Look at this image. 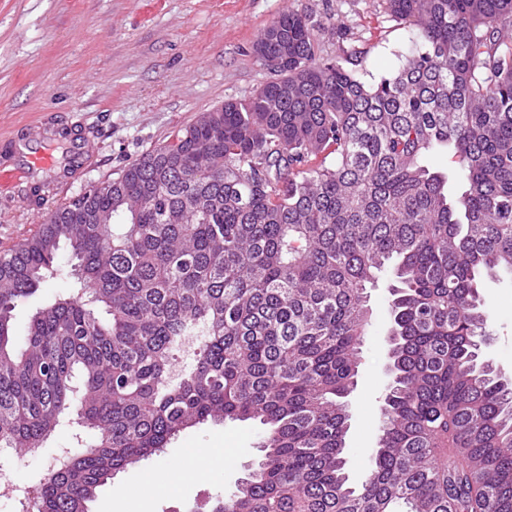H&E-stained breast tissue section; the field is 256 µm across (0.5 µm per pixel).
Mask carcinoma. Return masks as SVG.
<instances>
[{"label": "carcinoma", "mask_w": 512, "mask_h": 512, "mask_svg": "<svg viewBox=\"0 0 512 512\" xmlns=\"http://www.w3.org/2000/svg\"><path fill=\"white\" fill-rule=\"evenodd\" d=\"M378 6L417 32L379 82L319 57L311 16L284 12L255 43L288 57L276 78L0 256V448L30 454L71 414L93 435L39 481L32 512H88L113 473L225 420L267 435L212 512H512V381L486 355L482 294L512 278V0ZM63 244L74 292L21 337L16 304ZM387 269L384 421L355 484L347 397Z\"/></svg>", "instance_id": "1"}]
</instances>
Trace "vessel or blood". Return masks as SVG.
<instances>
[{"label":"vessel or blood","mask_w":512,"mask_h":512,"mask_svg":"<svg viewBox=\"0 0 512 512\" xmlns=\"http://www.w3.org/2000/svg\"><path fill=\"white\" fill-rule=\"evenodd\" d=\"M67 143V157L55 160L50 149L51 137L38 130L0 144V182L15 185L35 181L38 171H52L60 184L69 183L85 167V138L72 127L60 130Z\"/></svg>","instance_id":"b4317fda"}]
</instances>
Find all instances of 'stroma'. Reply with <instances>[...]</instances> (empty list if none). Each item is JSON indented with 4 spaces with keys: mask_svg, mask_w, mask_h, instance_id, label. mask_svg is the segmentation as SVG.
<instances>
[{
    "mask_svg": "<svg viewBox=\"0 0 512 512\" xmlns=\"http://www.w3.org/2000/svg\"><path fill=\"white\" fill-rule=\"evenodd\" d=\"M317 21L319 55L335 59L357 50L353 70L368 84L396 69L415 38L408 25L377 17L372 0H0V140L24 125L79 126L87 131L92 167L65 188L48 185L42 205L64 206L92 186L116 178L130 162L163 145L171 133L224 101L253 94L271 73L253 48L261 30L283 11ZM40 228L21 187L0 188V255ZM59 274L14 310L17 330L71 281L68 248ZM389 273L369 290L370 319L346 443L349 475L361 480L377 444L390 326ZM487 349L512 377V280L489 283ZM265 428L256 421L208 422L181 431L163 453L115 474L101 486L90 512L125 491L126 512H212L260 456ZM90 432L54 433L39 458L0 451V470L21 487L45 476L62 451L87 447ZM213 448L229 449L212 462ZM191 476L163 491L168 465Z\"/></svg>",
    "mask_w": 512,
    "mask_h": 512,
    "instance_id": "obj_1",
    "label": "stroma"
}]
</instances>
